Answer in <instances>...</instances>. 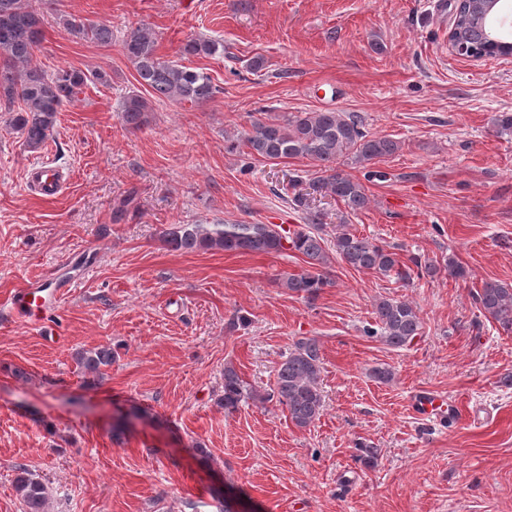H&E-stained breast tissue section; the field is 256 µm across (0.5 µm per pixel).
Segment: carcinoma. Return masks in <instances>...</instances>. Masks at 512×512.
Masks as SVG:
<instances>
[{
    "label": "carcinoma",
    "instance_id": "1",
    "mask_svg": "<svg viewBox=\"0 0 512 512\" xmlns=\"http://www.w3.org/2000/svg\"><path fill=\"white\" fill-rule=\"evenodd\" d=\"M482 6L483 0L452 6L453 38L463 44L464 56L495 58L497 54L485 48ZM57 21L76 38H87L102 46L112 44V28L104 23L65 15L58 16ZM45 24L44 13L31 7L27 0H0V101L15 113L14 126L31 150L46 145L58 113L66 103L75 100L83 87L103 80L102 73L97 71L88 74L59 69L49 74L33 64ZM122 51L132 63L139 85L159 98L197 105L210 100L216 92L211 76L202 69L162 59L158 55L155 33L148 26L131 29L122 41ZM223 53L224 42L216 39H190L180 49V55L185 58ZM121 112L127 125L139 128L147 123L149 108L143 97L133 93L123 100ZM242 146L248 155L260 160H308L315 168L311 189L335 197L353 213L366 209L370 197L358 179L340 169L338 161L376 165L400 150V142L387 136L371 135L364 129L360 117L336 110L255 118L242 139L232 143L230 148L237 150ZM307 220L313 226L311 231L291 232L279 230L273 224L231 221L208 227L173 224L163 232V241L173 250L186 252H296L304 257L307 268L283 275L279 285L313 300L335 281L329 271L330 255L325 240L315 232L322 225L321 214L310 210ZM333 250L336 260L356 271L382 276L393 274L403 282L412 280L415 274L433 276L439 271L436 264L424 265L415 256L402 261L391 248L343 227L336 232ZM473 300L487 318L507 331L512 330V286L486 281L473 294ZM421 328L419 312L411 303L380 298L374 304V324L366 329V334L379 338L389 347L402 348L420 335ZM78 364L86 372L101 376L102 369L112 365V349L101 346L83 350L78 353ZM322 365L321 344L316 337L294 341L278 365L275 387L266 397L256 394L234 368L226 367L224 412L231 414L250 400L259 403L273 400L288 411V418L296 427L308 428L323 414L324 400L319 386ZM15 483L24 512H46L49 493L42 481L23 469Z\"/></svg>",
    "mask_w": 512,
    "mask_h": 512
}]
</instances>
